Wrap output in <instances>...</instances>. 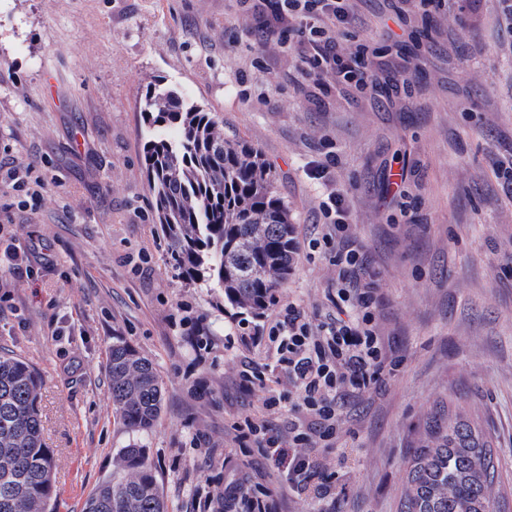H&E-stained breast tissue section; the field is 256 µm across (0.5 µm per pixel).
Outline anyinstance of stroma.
<instances>
[{
  "label": "stroma",
  "mask_w": 512,
  "mask_h": 512,
  "mask_svg": "<svg viewBox=\"0 0 512 512\" xmlns=\"http://www.w3.org/2000/svg\"><path fill=\"white\" fill-rule=\"evenodd\" d=\"M394 0H357L355 37L341 48L391 43ZM402 53L407 94L321 92L298 55L242 17L236 0H0V168L30 170L40 197L20 202L0 183V224L53 263L12 279L0 354L42 376V437L53 454L56 512L86 497L130 443L143 446L168 512H198L242 460L233 426L260 395L242 371L264 362L276 311L241 314L224 292L173 268L141 164L148 88L177 91L225 134L257 148L288 206L298 254L279 304L312 322L334 317L333 245L318 204L346 191L366 263L379 273L378 330L400 366L348 399L322 500L276 488L280 512H398L403 458L442 403L454 401L490 435L512 491V194L495 176L512 161V26L496 0L470 18L413 15ZM248 97H241L239 77ZM334 149L331 179L306 176ZM404 171V198L385 179ZM145 259L137 274L132 261ZM234 337L225 348V337ZM149 358L162 382L155 429L128 430L112 406L113 342Z\"/></svg>",
  "instance_id": "1"
}]
</instances>
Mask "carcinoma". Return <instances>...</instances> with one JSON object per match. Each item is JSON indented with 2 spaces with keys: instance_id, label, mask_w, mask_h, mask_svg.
<instances>
[{
  "instance_id": "obj_1",
  "label": "carcinoma",
  "mask_w": 512,
  "mask_h": 512,
  "mask_svg": "<svg viewBox=\"0 0 512 512\" xmlns=\"http://www.w3.org/2000/svg\"><path fill=\"white\" fill-rule=\"evenodd\" d=\"M144 123L171 128L143 146L142 161L178 270L224 289V301L255 315L275 300L293 269L296 242L288 206L261 154L210 112L174 91L147 93ZM112 405L125 426L152 430L162 409L153 364L123 341L108 361ZM40 376L26 360L0 354V512H54L52 451L42 439ZM425 440L408 450L399 512H501L491 440L453 407L431 414ZM82 512H166L144 449L124 448L116 472L90 494Z\"/></svg>"
}]
</instances>
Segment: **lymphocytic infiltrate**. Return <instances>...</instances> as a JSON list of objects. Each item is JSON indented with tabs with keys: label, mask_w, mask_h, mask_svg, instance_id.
<instances>
[{
	"label": "lymphocytic infiltrate",
	"mask_w": 512,
	"mask_h": 512,
	"mask_svg": "<svg viewBox=\"0 0 512 512\" xmlns=\"http://www.w3.org/2000/svg\"><path fill=\"white\" fill-rule=\"evenodd\" d=\"M239 4L288 20V28L279 32L281 41L295 40L308 48L300 59L302 78L317 82L332 76L359 92L371 84L380 49L362 44L354 51H341L332 36L335 29L354 22L351 0H261L254 6L239 0ZM319 210L336 244V286L327 293L336 315L315 324L295 304L280 307L268 331L269 362L243 370L241 383L265 391L264 410L287 407L288 439L283 442L271 434L260 417L237 424L242 452H258L267 461L266 478L260 481L250 472H240L209 495V512H275L271 497L276 483L315 498L328 494L336 473L316 467L307 446L316 438L324 447H335L343 400L376 388L400 364L382 349L376 328L379 283L376 274L367 272L351 232L347 193L329 194ZM31 254L7 225H0V314L9 300L4 292L8 278L32 276Z\"/></svg>",
	"instance_id": "f902f5d3"
}]
</instances>
